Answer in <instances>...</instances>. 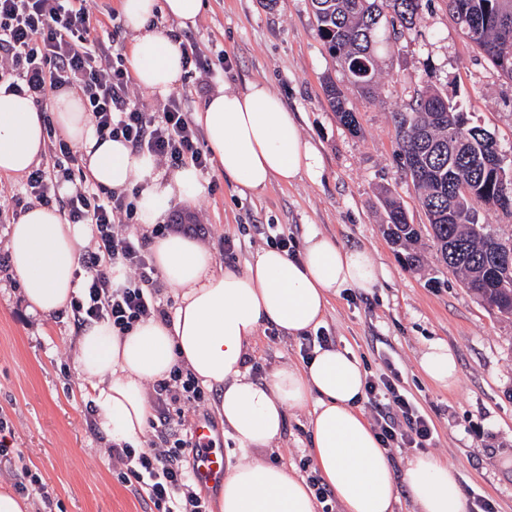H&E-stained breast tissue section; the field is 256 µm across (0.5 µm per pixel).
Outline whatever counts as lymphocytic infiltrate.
Returning <instances> with one entry per match:
<instances>
[{
  "label": "lymphocytic infiltrate",
  "mask_w": 512,
  "mask_h": 512,
  "mask_svg": "<svg viewBox=\"0 0 512 512\" xmlns=\"http://www.w3.org/2000/svg\"><path fill=\"white\" fill-rule=\"evenodd\" d=\"M97 9V0H0V88L31 98L50 142L46 163L27 176L26 197L59 204L71 223L95 228L92 246L78 258L80 291L70 301L75 325L106 319L124 333L137 322L168 317L159 299L153 238L172 231L198 235L202 227L178 220L156 225L148 235L135 232L127 194L90 186L80 153L56 135L46 96L79 89L99 139L124 140L169 168L190 164L205 173L210 156L182 98L171 96L162 112L147 111L135 96L127 68L104 65V49L93 34ZM114 267L124 269V283H113ZM364 399L384 448L431 446L433 424L393 364L366 377ZM150 401L155 417L147 450L112 445L113 466L156 512H212L182 463L185 449L194 445L192 418L206 405L205 391L190 370L178 364L168 380L153 385Z\"/></svg>",
  "instance_id": "obj_1"
}]
</instances>
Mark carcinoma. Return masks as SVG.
Wrapping results in <instances>:
<instances>
[{
    "instance_id": "cac0c4a2",
    "label": "carcinoma",
    "mask_w": 512,
    "mask_h": 512,
    "mask_svg": "<svg viewBox=\"0 0 512 512\" xmlns=\"http://www.w3.org/2000/svg\"><path fill=\"white\" fill-rule=\"evenodd\" d=\"M319 37L329 55L348 71L366 99L374 97L379 56L393 47L386 25L409 29L422 0H310ZM448 10L466 37L479 47L506 78L512 80V0H448ZM325 93L339 123L357 130L356 115L336 82H325ZM455 105L437 92L417 95L408 112L395 114L398 147L418 201L428 220L427 231L449 269L460 274L488 307L512 315V238H500L484 223L483 211L512 214V173L488 166L498 149L489 132L469 123ZM387 224L383 232L406 250L410 265L422 262L417 249L421 226L407 211L384 195Z\"/></svg>"
}]
</instances>
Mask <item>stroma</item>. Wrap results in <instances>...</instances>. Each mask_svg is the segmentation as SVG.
<instances>
[{"label":"stroma","mask_w":512,"mask_h":512,"mask_svg":"<svg viewBox=\"0 0 512 512\" xmlns=\"http://www.w3.org/2000/svg\"><path fill=\"white\" fill-rule=\"evenodd\" d=\"M206 2L192 28H179L161 13L152 19L155 29L195 46L204 63L187 69L174 88L188 112L197 114L218 88L264 82L318 148L324 169L315 181L304 177L243 195L214 166L201 174L197 200L178 204V211L200 216L205 244L222 265L251 262L267 245V224L282 225L300 240L315 229L344 246L370 250L385 278L371 292L334 297L323 328L366 374L392 362L434 424L432 453L455 469L466 497L480 496L493 512H512V319L484 306L433 248H426L421 269L407 267L381 232L385 215L378 200L388 189L412 223L426 221L398 157L393 115L408 111L427 88L491 133L512 159V80L464 37L446 0H423L412 29L397 34L372 103L349 88L326 51L309 0ZM329 78L345 87L358 133L338 122L324 93ZM78 336L71 311L48 317L28 311L0 248V417L8 421L9 448L0 457V484H12L13 470L24 464L52 491L53 512H150L112 469V440L100 429L89 386L75 370ZM434 340L448 344L458 363V381L448 389L423 378L417 367ZM299 346V337L272 339L260 331L249 358L253 377L267 381L279 363L301 362ZM311 416L308 407L288 410L285 431L264 451V461L303 478L316 474Z\"/></svg>","instance_id":"stroma-1"}]
</instances>
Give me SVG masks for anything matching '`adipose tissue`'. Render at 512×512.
<instances>
[{
	"instance_id": "ef3b65f1",
	"label": "adipose tissue",
	"mask_w": 512,
	"mask_h": 512,
	"mask_svg": "<svg viewBox=\"0 0 512 512\" xmlns=\"http://www.w3.org/2000/svg\"><path fill=\"white\" fill-rule=\"evenodd\" d=\"M203 7V0H120L133 34L130 57L139 86L164 96L183 74L178 43L149 26L156 11L187 28L196 25ZM53 106L94 184L117 192L138 187L142 228L157 224L172 202L197 199L200 180L193 165L166 177L153 155L121 140H99L78 94L65 93ZM197 120L225 178L242 189L258 193L275 182L315 180L322 173L320 153L264 83L216 90ZM46 140L32 101L0 92V174L28 173L44 154ZM91 238L90 225L66 222L57 209L39 204L10 225V264L32 313L49 316L66 307L78 288V253ZM152 253L160 276L180 291L174 319H149L124 334L103 320L78 340L75 369L92 390L103 431L142 447L149 417L145 385L168 378L180 363L201 383L222 387L224 427L240 449L224 475L218 512H317L304 480L257 456L281 436L288 409L308 406L315 464L344 512H394L401 484L415 512H468L457 473L440 456L419 454L402 472L394 471L360 408L364 369L347 350H322L305 364L281 363L265 383L249 375V346L262 328L301 334L321 323L342 290L376 288L384 270L368 249L340 245L313 230L299 260L267 248L242 269H217L208 248L179 235L154 239ZM417 365L434 384L448 387L458 380L455 356L443 342L428 344Z\"/></svg>"
}]
</instances>
